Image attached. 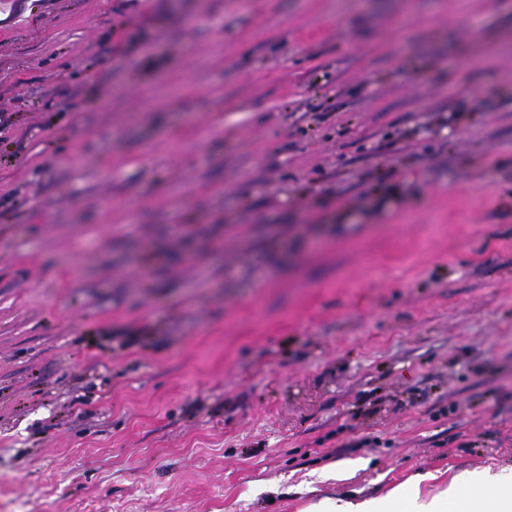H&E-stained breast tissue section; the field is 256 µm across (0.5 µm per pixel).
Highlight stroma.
<instances>
[{
    "mask_svg": "<svg viewBox=\"0 0 512 512\" xmlns=\"http://www.w3.org/2000/svg\"><path fill=\"white\" fill-rule=\"evenodd\" d=\"M1 110L0 512L512 472V0H0Z\"/></svg>",
    "mask_w": 512,
    "mask_h": 512,
    "instance_id": "stroma-1",
    "label": "stroma"
}]
</instances>
